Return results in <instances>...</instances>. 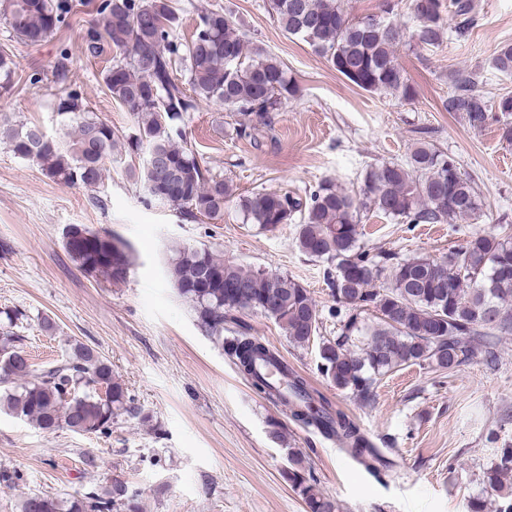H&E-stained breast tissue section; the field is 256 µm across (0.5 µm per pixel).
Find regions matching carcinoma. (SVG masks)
Instances as JSON below:
<instances>
[{
	"label": "carcinoma",
	"mask_w": 512,
	"mask_h": 512,
	"mask_svg": "<svg viewBox=\"0 0 512 512\" xmlns=\"http://www.w3.org/2000/svg\"><path fill=\"white\" fill-rule=\"evenodd\" d=\"M448 26L443 0H409L414 26L392 19L397 4L384 0L383 16L350 19L340 0H270L282 29L305 41L336 72L367 92H384L412 101L416 90L398 63L405 41L438 47L448 33L465 38L475 24L471 0H452ZM11 10L8 29L18 42L37 46L66 20L73 0H0ZM188 41L175 32L179 17L169 0H101L97 18L84 30L83 54L108 63L103 81L111 97L133 119L132 132L120 135L101 120L76 92L56 105L58 132L40 139L37 126L15 117L0 118V143L21 159H31L53 181L92 188L115 155L142 149L167 161L160 176L141 167L137 179L148 194L191 218L215 219L235 196L233 185L210 175L193 149L177 143L181 123L202 101L224 105L240 117L239 133L258 142L271 125L270 113L295 96L296 87L280 62L246 41L232 16L210 11ZM185 65V78L174 75ZM493 65L512 74V45L502 47ZM12 55L0 51V87L12 82ZM453 93L443 102L482 129L512 116V94L492 108L475 93L470 74L452 75ZM244 220L271 231L281 224L298 227L296 244L307 257L327 264L326 280L336 297L328 315L340 334L320 335L323 316L300 281L280 273L251 269L224 260L208 247H182L167 264V276L189 302L197 323L212 343L235 361L239 371L267 398L288 407L291 419L336 439L354 458L380 460L359 425L268 345L251 333L240 314L259 312L275 320L296 347L319 342L320 374L341 391L367 399L381 377L404 365H434L453 370L475 358L497 361L496 336L512 330V225L496 234H475L441 258L378 260L359 245L362 216L381 214L405 224H454L479 215L474 184L447 153L419 142L401 163L385 162L365 171L357 192L323 181L305 197L258 191L238 195ZM71 261L99 282L118 284L129 276V246L120 238L79 224L64 234ZM384 285H377L381 279ZM372 311L380 325L363 337L362 314ZM28 315L0 311V410L37 428H66L78 434L108 435L115 418L148 416L112 374V364L95 349L72 343L61 362L33 368L22 345ZM284 475L305 501L308 512H339L303 464L288 449ZM482 484L503 499L499 512H512V445L483 472ZM18 512H139L136 495L113 483L80 495L26 493Z\"/></svg>",
	"instance_id": "cac0c4a2"
}]
</instances>
